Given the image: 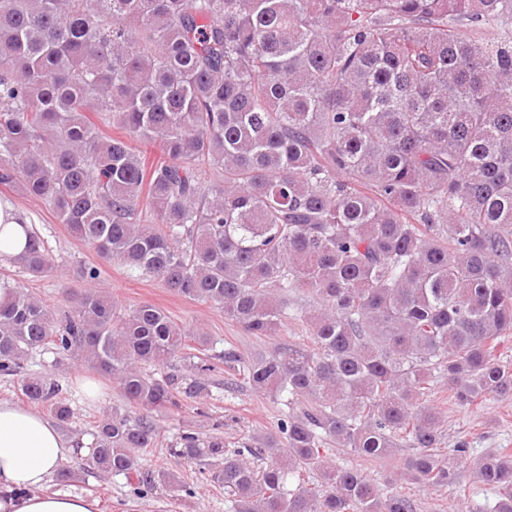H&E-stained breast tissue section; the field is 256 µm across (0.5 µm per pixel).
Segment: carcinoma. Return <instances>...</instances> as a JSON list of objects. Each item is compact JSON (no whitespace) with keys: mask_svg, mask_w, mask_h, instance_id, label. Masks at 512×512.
Wrapping results in <instances>:
<instances>
[{"mask_svg":"<svg viewBox=\"0 0 512 512\" xmlns=\"http://www.w3.org/2000/svg\"><path fill=\"white\" fill-rule=\"evenodd\" d=\"M0 184L252 336L277 333L288 294L313 299L308 344L224 349L286 398L276 426L244 450L177 442L224 461L229 512H415L326 446L378 462L405 440L400 476L443 488L456 474L423 398L439 382L463 408L512 396V0H0ZM14 264L54 268L32 231ZM0 284V374L51 348L170 413L177 378L150 368L212 371L208 337L152 304L89 289L57 318ZM20 391L68 425L61 380ZM95 433L93 465L126 476L157 436L118 411ZM475 476L512 512L511 453Z\"/></svg>","mask_w":512,"mask_h":512,"instance_id":"cac0c4a2","label":"carcinoma"}]
</instances>
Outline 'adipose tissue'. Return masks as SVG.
Segmentation results:
<instances>
[{
	"label": "adipose tissue",
	"mask_w": 512,
	"mask_h": 512,
	"mask_svg": "<svg viewBox=\"0 0 512 512\" xmlns=\"http://www.w3.org/2000/svg\"><path fill=\"white\" fill-rule=\"evenodd\" d=\"M26 221L18 207L0 201V263L22 254ZM93 444L86 438L72 445L46 417L0 401V512H98L94 499L46 490L61 462L91 458Z\"/></svg>",
	"instance_id": "1"
}]
</instances>
